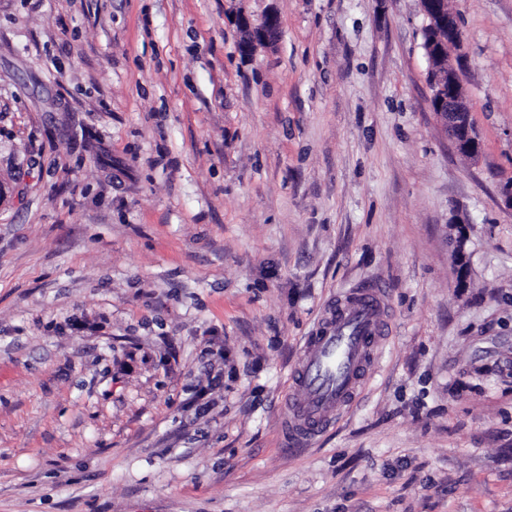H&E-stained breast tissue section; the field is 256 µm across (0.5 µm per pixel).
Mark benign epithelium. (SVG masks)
I'll return each instance as SVG.
<instances>
[{
  "label": "benign epithelium",
  "instance_id": "benign-epithelium-1",
  "mask_svg": "<svg viewBox=\"0 0 512 512\" xmlns=\"http://www.w3.org/2000/svg\"><path fill=\"white\" fill-rule=\"evenodd\" d=\"M423 12L429 19L430 27L442 28L448 33L447 39L434 43L428 48L430 72L437 71L435 61L438 57L444 56L448 59L445 63L447 73L442 77L438 75L433 77L434 92L430 96L431 107L436 110V116L456 151L475 159L480 154L481 143L474 131L471 112L466 105L462 104L460 73L449 63V59L460 50L463 44L460 23L458 18L446 9L445 0H425ZM237 23L244 29L246 44L250 47L272 40L279 30L278 17L272 12L267 14L265 20L256 27L244 19L237 20Z\"/></svg>",
  "mask_w": 512,
  "mask_h": 512
}]
</instances>
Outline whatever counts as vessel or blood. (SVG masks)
<instances>
[{"mask_svg": "<svg viewBox=\"0 0 512 512\" xmlns=\"http://www.w3.org/2000/svg\"><path fill=\"white\" fill-rule=\"evenodd\" d=\"M383 310L382 286L349 293L307 336L289 399L288 447L309 444L353 403L386 329Z\"/></svg>", "mask_w": 512, "mask_h": 512, "instance_id": "1", "label": "vessel or blood"}]
</instances>
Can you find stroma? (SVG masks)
<instances>
[{
	"mask_svg": "<svg viewBox=\"0 0 512 512\" xmlns=\"http://www.w3.org/2000/svg\"><path fill=\"white\" fill-rule=\"evenodd\" d=\"M449 4L474 160L418 0H0V512H512V0ZM374 283L373 372L288 449ZM426 6L423 12L429 19V25L433 29H446L448 38L432 44L428 48L429 71H437L435 61L440 56H446L445 69L447 73L441 79L440 75L433 77L430 104L436 116L442 123V127L448 138L453 143L457 152L475 159L481 151V143L474 131V123L471 112L466 104H462V81L460 73L450 63L452 55L459 51L463 44L460 34L458 18L445 7L446 0H421ZM439 44V46H437ZM446 85V86H445ZM237 23L244 29L246 44L251 47L256 43L271 41L279 30V21L275 13L267 14L265 20L258 26H252L246 19H238ZM383 302L382 285L351 292L307 336L292 380L289 448L309 444L355 400L386 329Z\"/></svg>",
	"mask_w": 512,
	"mask_h": 512,
	"instance_id": "stroma-1",
	"label": "stroma"
}]
</instances>
